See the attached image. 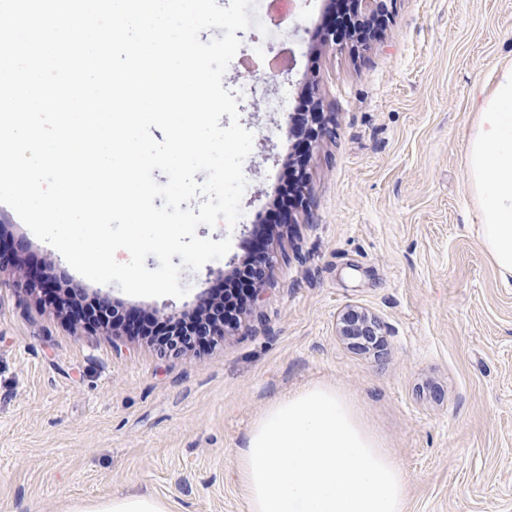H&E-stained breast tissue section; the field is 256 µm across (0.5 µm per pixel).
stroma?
<instances>
[{"label":"stroma","instance_id":"1","mask_svg":"<svg viewBox=\"0 0 512 512\" xmlns=\"http://www.w3.org/2000/svg\"><path fill=\"white\" fill-rule=\"evenodd\" d=\"M253 13L225 88L239 90L253 51L281 63L253 84L260 111L238 105L254 135L240 226L197 229L231 249L182 272L185 297L91 282L7 211L0 237L140 319L193 312L251 255L244 226L275 224L311 96L329 132L306 156L304 206L268 238L257 305L218 342L172 355L86 329L0 278V512H69L116 493L247 512L237 449L268 404L313 382L350 397L401 461L406 512H512V287L482 246L466 178L470 96L512 64V0H394L363 47L326 41V0H254ZM351 306L380 319L381 348L340 336Z\"/></svg>","mask_w":512,"mask_h":512}]
</instances>
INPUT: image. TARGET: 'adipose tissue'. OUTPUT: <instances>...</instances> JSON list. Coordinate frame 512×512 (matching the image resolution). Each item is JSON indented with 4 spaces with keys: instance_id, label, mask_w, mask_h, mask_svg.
Listing matches in <instances>:
<instances>
[{
    "instance_id": "obj_1",
    "label": "adipose tissue",
    "mask_w": 512,
    "mask_h": 512,
    "mask_svg": "<svg viewBox=\"0 0 512 512\" xmlns=\"http://www.w3.org/2000/svg\"><path fill=\"white\" fill-rule=\"evenodd\" d=\"M477 123L467 149L466 177L481 216L480 237L503 283L512 282V66L499 70L492 91L472 100ZM70 512H172L150 495H114Z\"/></svg>"
}]
</instances>
